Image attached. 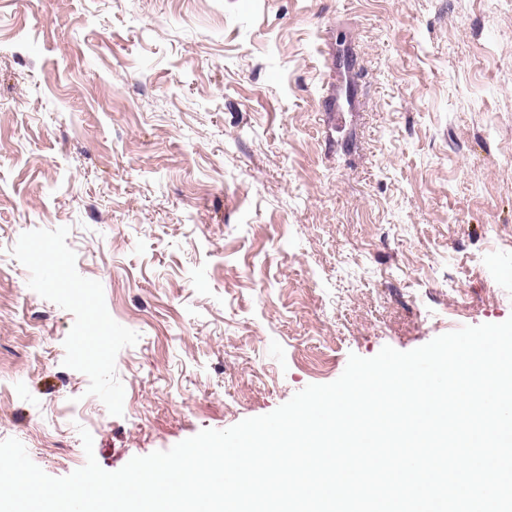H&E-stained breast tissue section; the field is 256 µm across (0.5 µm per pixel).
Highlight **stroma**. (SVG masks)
<instances>
[{
    "instance_id": "35a3bbf8",
    "label": "stroma",
    "mask_w": 512,
    "mask_h": 512,
    "mask_svg": "<svg viewBox=\"0 0 512 512\" xmlns=\"http://www.w3.org/2000/svg\"><path fill=\"white\" fill-rule=\"evenodd\" d=\"M493 268L507 0H0V441L47 475L504 322Z\"/></svg>"
}]
</instances>
